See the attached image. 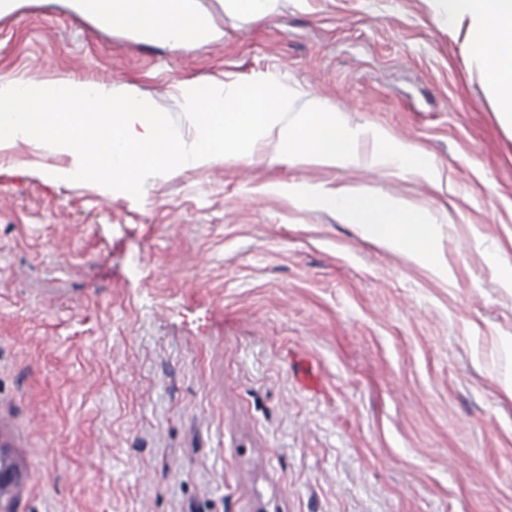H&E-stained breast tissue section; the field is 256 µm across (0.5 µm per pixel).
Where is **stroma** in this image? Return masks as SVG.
I'll return each instance as SVG.
<instances>
[{
    "label": "stroma",
    "instance_id": "stroma-1",
    "mask_svg": "<svg viewBox=\"0 0 512 512\" xmlns=\"http://www.w3.org/2000/svg\"><path fill=\"white\" fill-rule=\"evenodd\" d=\"M222 36L133 38L68 0H14L0 76L127 88L276 78L360 128L336 168L228 157L141 198L0 144V411L24 512H512V130L430 0H195ZM439 178L382 167L375 131ZM346 187L428 212L441 278L311 205Z\"/></svg>",
    "mask_w": 512,
    "mask_h": 512
}]
</instances>
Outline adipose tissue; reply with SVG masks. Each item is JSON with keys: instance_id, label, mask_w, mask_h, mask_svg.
I'll list each match as a JSON object with an SVG mask.
<instances>
[{"instance_id": "1", "label": "adipose tissue", "mask_w": 512, "mask_h": 512, "mask_svg": "<svg viewBox=\"0 0 512 512\" xmlns=\"http://www.w3.org/2000/svg\"><path fill=\"white\" fill-rule=\"evenodd\" d=\"M450 29L466 28L479 68L490 88L503 125H512V0H432ZM113 14L122 16L126 29L175 45L200 31L202 42L216 36L208 20L197 14L190 0H112ZM381 164L402 172L430 174L434 165L418 150L391 134L377 133ZM313 204L336 211L363 224L367 236L401 251L434 274L448 276L436 225L421 209L392 199H366L346 188L318 189Z\"/></svg>"}]
</instances>
